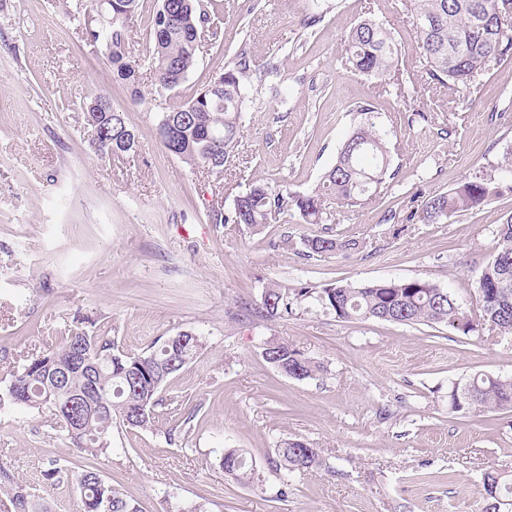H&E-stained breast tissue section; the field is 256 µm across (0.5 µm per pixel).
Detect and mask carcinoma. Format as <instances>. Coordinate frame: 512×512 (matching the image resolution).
Segmentation results:
<instances>
[{"label":"carcinoma","instance_id":"obj_1","mask_svg":"<svg viewBox=\"0 0 512 512\" xmlns=\"http://www.w3.org/2000/svg\"><path fill=\"white\" fill-rule=\"evenodd\" d=\"M414 20L420 23L419 62L429 78L450 88L467 86L483 74L490 59L512 56V0H409ZM112 12L130 9L128 24L104 31L88 21L83 3L75 4L72 16L85 35L86 47L103 57L113 76L126 82L134 97L144 98L138 87L137 64L129 51L130 25L138 0H111ZM210 18L203 0H167L151 20L152 63L156 93L179 87L195 67L200 51V16ZM347 60L351 70L377 80L392 70L397 55L390 30L375 19H364L351 28ZM250 61L243 56L236 65L186 102L170 106L160 116L179 122V138L172 145L161 140L170 154H178L189 166L208 164L212 172H223L237 145L246 112V84ZM106 95L80 103L84 124L92 133L96 150L112 154V135L122 128L128 147L135 134L124 113L111 110ZM389 161L385 140L369 122L356 128L344 141L335 164L308 193L276 191L260 182L252 183L234 200L226 224H246L260 228L273 216L292 211L304 224L327 221L325 202L331 198L347 207H357L377 192L388 176ZM512 187V157H505L492 174L477 170L446 193L423 196L420 209L408 219L431 222L461 209H476ZM491 259L481 270L475 286V307L466 311L451 291L426 280L373 281L358 286L333 283L323 287L307 284L285 288L267 286L273 303L262 308L261 316L276 318L307 299L331 310L340 319L379 320L401 324L445 325L463 336L479 329L512 335V215L499 224ZM305 256L358 251L364 242L355 238H330L313 234L301 239ZM203 348L197 337L175 352L169 340L152 345L141 353L129 354L114 340L94 331L74 326L62 343L32 357L12 374L6 399L30 409L50 411L56 424L81 451L92 455L111 450L112 429L146 430L153 426L159 393L167 379L192 361ZM266 362L283 375L296 380L313 376L320 363L288 342H270L264 347ZM63 381L56 382V376ZM75 402L80 407L77 425L69 427L59 407ZM454 412L478 409L493 412L512 408V377L478 376L451 390ZM275 466L296 473L321 465L318 450L310 443L291 439L276 449ZM224 473L240 483L251 479L246 452L226 448L220 456ZM68 477L80 496L81 512H140L137 504L99 472L86 469L63 474L57 467L46 477L56 482ZM485 491L482 512H502L507 506L502 492L512 494V482L498 472L483 478ZM11 506L27 512H46L21 481L0 486Z\"/></svg>","mask_w":512,"mask_h":512}]
</instances>
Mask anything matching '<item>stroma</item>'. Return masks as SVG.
Returning <instances> with one entry per match:
<instances>
[{
  "label": "stroma",
  "mask_w": 512,
  "mask_h": 512,
  "mask_svg": "<svg viewBox=\"0 0 512 512\" xmlns=\"http://www.w3.org/2000/svg\"><path fill=\"white\" fill-rule=\"evenodd\" d=\"M68 0H0V393L26 357L59 345L74 317L128 352L183 331L204 347L163 388L152 429H113L92 457L60 435L50 412L0 406V473L51 512H78L73 486L45 470L91 466L141 512H481L483 477L512 473V409L450 412V382L512 376V335L445 326L346 321L319 307L267 319L254 312L269 283L423 279L470 308L512 191L436 223L405 220L411 196L445 193L512 152V58L470 86L434 84L418 62L409 0H213L223 36L161 101L134 103L71 21ZM160 0H140L130 47L152 89L149 28ZM391 30L398 63L387 83L351 71L350 29ZM251 61L246 114L222 175L169 155L157 125L240 56ZM107 94L138 136L135 151L101 156L80 104ZM372 115L359 113L362 105ZM375 122L390 170L377 194L322 224L287 215L253 229L217 224L260 181L308 192L349 134ZM357 238L359 252L303 256L311 234ZM321 363L295 380L265 362L267 342ZM190 420L188 436L169 429ZM318 449L321 468L284 475L281 440ZM224 448L253 461L249 483L227 477ZM288 495L276 498L280 483Z\"/></svg>",
  "instance_id": "35a3bbf8"
}]
</instances>
